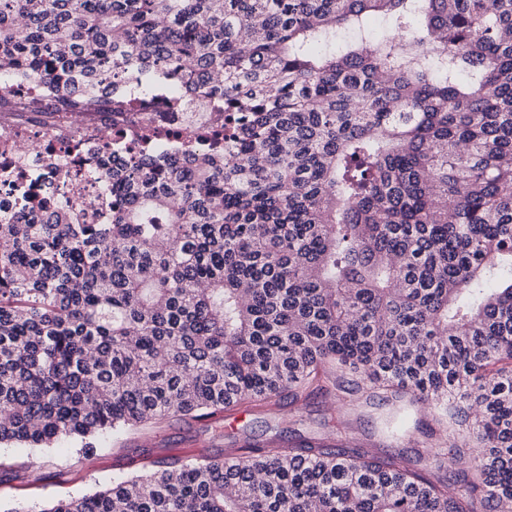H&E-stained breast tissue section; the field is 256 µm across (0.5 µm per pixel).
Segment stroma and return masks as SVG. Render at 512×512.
Here are the masks:
<instances>
[{"instance_id": "1", "label": "stroma", "mask_w": 512, "mask_h": 512, "mask_svg": "<svg viewBox=\"0 0 512 512\" xmlns=\"http://www.w3.org/2000/svg\"><path fill=\"white\" fill-rule=\"evenodd\" d=\"M279 406L276 415L269 407L245 404L225 412L222 421L212 425L177 416L147 424L142 431L156 437L150 448L135 446L136 431L111 432L99 439L95 455L89 458L77 440L65 439L50 448L2 446L0 512L20 503L44 504L93 492L142 472L143 459L157 463L180 456L193 445L199 454L221 459L249 444L263 448L273 440L288 448L301 437L328 442L340 435L351 447L399 452L407 460H421L425 470L436 468L427 440L429 409L412 412L407 404L373 399L355 388L339 399L315 392L297 402L282 399Z\"/></svg>"}]
</instances>
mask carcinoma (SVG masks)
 Wrapping results in <instances>:
<instances>
[{"label": "carcinoma", "instance_id": "carcinoma-1", "mask_svg": "<svg viewBox=\"0 0 512 512\" xmlns=\"http://www.w3.org/2000/svg\"><path fill=\"white\" fill-rule=\"evenodd\" d=\"M146 72L240 146L100 173L112 223H0V445L353 382L433 412L427 477L308 441L38 512H505L512 0H0L3 74L76 113Z\"/></svg>", "mask_w": 512, "mask_h": 512}]
</instances>
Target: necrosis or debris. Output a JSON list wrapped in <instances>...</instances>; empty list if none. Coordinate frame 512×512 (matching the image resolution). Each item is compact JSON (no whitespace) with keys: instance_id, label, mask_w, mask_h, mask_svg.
I'll return each instance as SVG.
<instances>
[{"instance_id":"4bbe7bcc","label":"necrosis or debris","mask_w":512,"mask_h":512,"mask_svg":"<svg viewBox=\"0 0 512 512\" xmlns=\"http://www.w3.org/2000/svg\"><path fill=\"white\" fill-rule=\"evenodd\" d=\"M154 84L151 107L140 106L133 89L124 111L99 105L79 120L51 85L23 80L0 91V220L21 204L58 200L74 223L108 224L112 194L96 174L113 160L146 147L179 159L212 150L214 133L224 128L220 106L203 96L176 104L165 79Z\"/></svg>"}]
</instances>
